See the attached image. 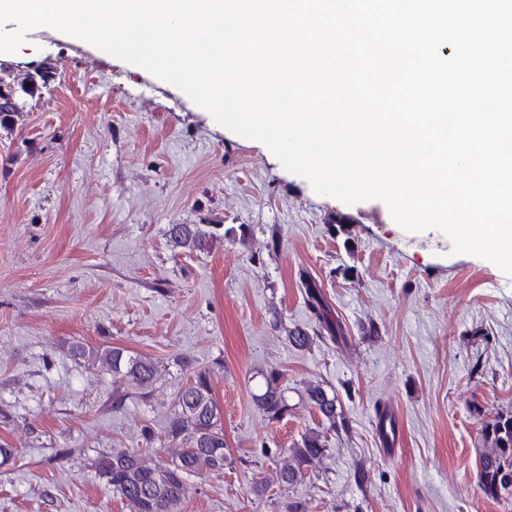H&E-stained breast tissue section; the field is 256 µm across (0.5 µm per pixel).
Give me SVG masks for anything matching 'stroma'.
I'll list each match as a JSON object with an SVG mask.
<instances>
[{"label": "stroma", "mask_w": 512, "mask_h": 512, "mask_svg": "<svg viewBox=\"0 0 512 512\" xmlns=\"http://www.w3.org/2000/svg\"><path fill=\"white\" fill-rule=\"evenodd\" d=\"M54 80L0 130V512H129L98 458L162 432L186 368L209 370L233 462L193 476L182 512H512L478 486L482 424L512 411V276L405 232L379 200L317 194L262 143L218 124L146 70L53 28L30 31L0 66ZM348 234L334 230L337 216ZM172 224L216 238L174 247ZM317 293L344 342L313 331ZM121 347L166 376L150 401L112 407V376L69 348ZM290 411L253 401L269 369ZM335 391L345 430L281 496L282 453L323 429L304 398ZM401 445L380 449L382 408Z\"/></svg>", "instance_id": "1"}]
</instances>
